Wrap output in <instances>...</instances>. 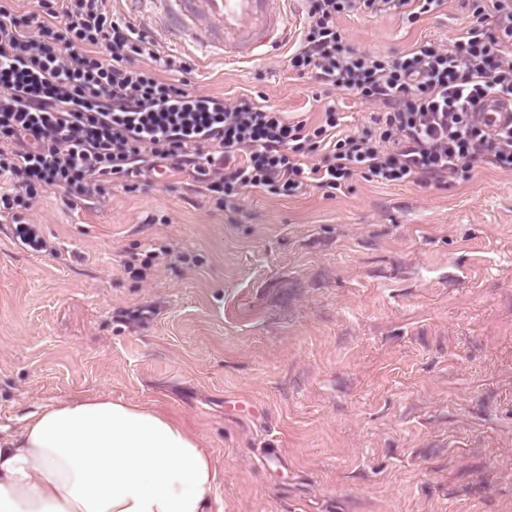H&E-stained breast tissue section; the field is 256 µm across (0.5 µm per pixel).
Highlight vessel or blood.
<instances>
[{"instance_id": "b4317fda", "label": "vessel or blood", "mask_w": 512, "mask_h": 512, "mask_svg": "<svg viewBox=\"0 0 512 512\" xmlns=\"http://www.w3.org/2000/svg\"><path fill=\"white\" fill-rule=\"evenodd\" d=\"M160 34L232 62H252L279 49L288 34V0H148ZM489 129L512 126V103L489 98L474 112Z\"/></svg>"}]
</instances>
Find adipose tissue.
I'll list each match as a JSON object with an SVG mask.
<instances>
[{
	"label": "adipose tissue",
	"instance_id": "adipose-tissue-1",
	"mask_svg": "<svg viewBox=\"0 0 512 512\" xmlns=\"http://www.w3.org/2000/svg\"><path fill=\"white\" fill-rule=\"evenodd\" d=\"M217 479L182 422L120 399L53 403L0 437V512H214Z\"/></svg>",
	"mask_w": 512,
	"mask_h": 512
}]
</instances>
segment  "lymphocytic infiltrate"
Wrapping results in <instances>:
<instances>
[{
  "instance_id": "1",
  "label": "lymphocytic infiltrate",
  "mask_w": 512,
  "mask_h": 512,
  "mask_svg": "<svg viewBox=\"0 0 512 512\" xmlns=\"http://www.w3.org/2000/svg\"><path fill=\"white\" fill-rule=\"evenodd\" d=\"M0 0V221L34 251L23 219L48 191L92 198L160 169L192 170L221 199L244 191L335 196L353 176L441 186L485 163L512 170V129L478 125L487 97L512 101V0H471L472 22L447 44L401 55L349 47L338 18L389 10L408 23L439 0H306L310 23L288 57L301 77L380 104L371 125L342 127L336 105L291 119L244 95L234 104L163 78L153 38L115 18L107 0Z\"/></svg>"
}]
</instances>
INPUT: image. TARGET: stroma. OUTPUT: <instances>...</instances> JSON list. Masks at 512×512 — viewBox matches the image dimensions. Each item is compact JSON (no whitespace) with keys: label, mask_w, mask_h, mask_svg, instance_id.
Returning <instances> with one entry per match:
<instances>
[{"label":"stroma","mask_w":512,"mask_h":512,"mask_svg":"<svg viewBox=\"0 0 512 512\" xmlns=\"http://www.w3.org/2000/svg\"><path fill=\"white\" fill-rule=\"evenodd\" d=\"M469 20L445 0L337 24L391 55ZM160 51L198 93L313 110L288 49ZM28 216L48 251L0 223L1 430L119 398L203 439L222 512H512V171L228 205L170 172L91 207L48 192Z\"/></svg>","instance_id":"stroma-1"}]
</instances>
